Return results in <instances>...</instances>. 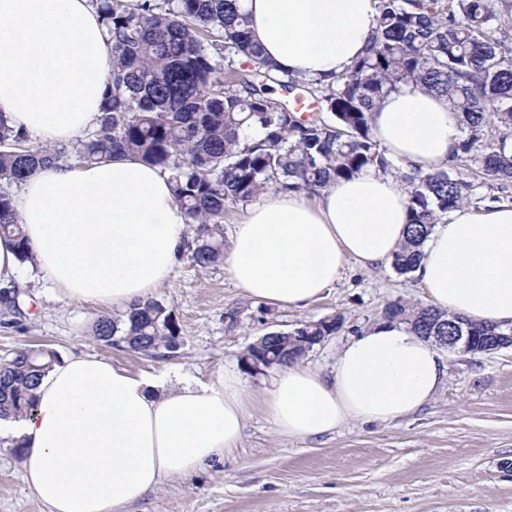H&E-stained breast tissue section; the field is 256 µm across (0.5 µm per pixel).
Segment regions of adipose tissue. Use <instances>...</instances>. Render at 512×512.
Listing matches in <instances>:
<instances>
[{
    "label": "adipose tissue",
    "instance_id": "obj_1",
    "mask_svg": "<svg viewBox=\"0 0 512 512\" xmlns=\"http://www.w3.org/2000/svg\"><path fill=\"white\" fill-rule=\"evenodd\" d=\"M263 58L309 78L344 72L376 26V0H245ZM108 52L91 0H0V117L47 144L91 131ZM381 147L405 169L441 168L462 137L459 116L422 88L384 98L373 115ZM407 185L367 170L316 199L269 190L239 224L226 270L249 297L303 309L347 260L370 269L405 238ZM35 276L65 300L121 309L168 282L187 242L166 173L125 154L89 166L36 169L14 190ZM415 276L433 306L512 324V207L459 208L434 225ZM446 365L437 347L381 321L349 340L331 374L281 368L264 406L276 431L331 433L351 419L385 422L427 404ZM250 397L237 371L211 383L135 374L71 354L44 373L33 410L0 419L21 444L31 494L50 512H118L237 446Z\"/></svg>",
    "mask_w": 512,
    "mask_h": 512
}]
</instances>
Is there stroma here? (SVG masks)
Masks as SVG:
<instances>
[{"label": "stroma", "instance_id": "1", "mask_svg": "<svg viewBox=\"0 0 512 512\" xmlns=\"http://www.w3.org/2000/svg\"><path fill=\"white\" fill-rule=\"evenodd\" d=\"M21 277L17 311L0 308V361L21 348H46L202 382L240 368L248 346L266 333L339 315L342 330L300 361L330 373L342 344L380 321L387 303L427 301L418 279L388 264L366 270L350 261L321 299L297 310L251 299L224 268L200 270L184 259L153 294L171 311L182 341L161 359L93 337V322L112 308L59 300L29 270ZM443 358L445 380L420 410L389 422L353 420L307 439L278 434L263 406L277 367L243 375L251 404L237 451L191 476L166 479L121 512H512V348ZM0 512H49L29 492L20 455L5 440Z\"/></svg>", "mask_w": 512, "mask_h": 512}]
</instances>
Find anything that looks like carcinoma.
I'll return each instance as SVG.
<instances>
[{
  "label": "carcinoma",
  "mask_w": 512,
  "mask_h": 512,
  "mask_svg": "<svg viewBox=\"0 0 512 512\" xmlns=\"http://www.w3.org/2000/svg\"><path fill=\"white\" fill-rule=\"evenodd\" d=\"M108 33L112 66L97 126L71 146L34 144L0 117V182L19 184L63 158L92 164L131 153L169 174L172 192L195 227L187 258L199 269L224 264V214L266 190L319 194L337 179L399 167L377 140L373 111L404 87H422L459 113L463 137L448 166L402 174L408 186L406 240L393 255L400 275L417 268L434 225L462 207L479 208L512 184V0H377V23L363 54L327 81L287 72L261 57L244 0H95ZM307 95L317 112L304 118L274 88ZM0 234L14 238L30 262L11 196L0 192ZM383 318L427 341L448 335L461 316L398 300ZM472 335L512 324L466 319ZM307 335L333 336L343 318L307 322ZM95 338L149 357L180 346L179 328L160 301L135 303L99 317ZM267 336L241 357L254 373L270 350ZM303 355L283 341L272 366ZM57 359L50 349H22L0 363V418L35 406L40 373Z\"/></svg>",
  "instance_id": "obj_1"
}]
</instances>
